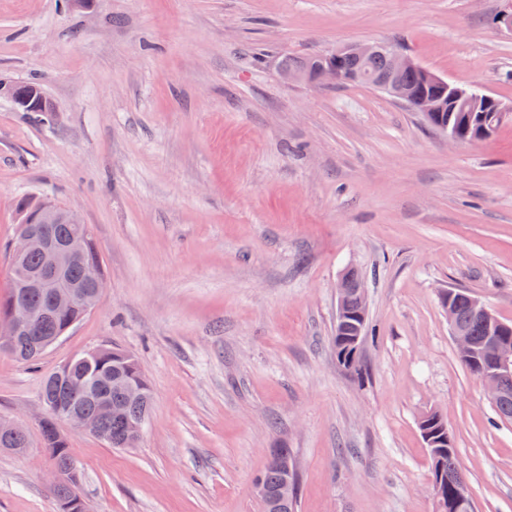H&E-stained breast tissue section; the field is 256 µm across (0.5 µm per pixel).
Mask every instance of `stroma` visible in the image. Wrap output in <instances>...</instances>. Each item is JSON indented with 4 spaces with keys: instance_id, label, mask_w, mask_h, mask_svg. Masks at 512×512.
Returning a JSON list of instances; mask_svg holds the SVG:
<instances>
[{
    "instance_id": "obj_1",
    "label": "stroma",
    "mask_w": 512,
    "mask_h": 512,
    "mask_svg": "<svg viewBox=\"0 0 512 512\" xmlns=\"http://www.w3.org/2000/svg\"><path fill=\"white\" fill-rule=\"evenodd\" d=\"M507 0H0V79L39 82L38 121L0 99V297L20 198L79 212L97 307L37 365L0 352V512H58L44 374L132 351L153 402L137 447L59 422L91 512H262L289 449L295 512H435L421 417L439 411L476 512H512V423L460 361L442 295L512 322V121L456 143L359 84L285 60L385 42L512 103ZM365 285L361 374L336 362V283ZM21 431L26 433L25 429L14 420H6L0 418V439L7 440L14 431ZM0 440V448H28L29 441L27 434H17V436L2 444ZM280 454L287 459L286 465L273 466L268 463L257 476L256 483L263 484L272 496H274L280 488L278 492L280 500L288 501L296 493V484L294 480L284 482L288 477L292 478L294 476L293 460L286 448H280ZM287 464L291 467L290 474L288 472ZM260 484L257 486L258 495H264L266 493V489Z\"/></svg>"
}]
</instances>
